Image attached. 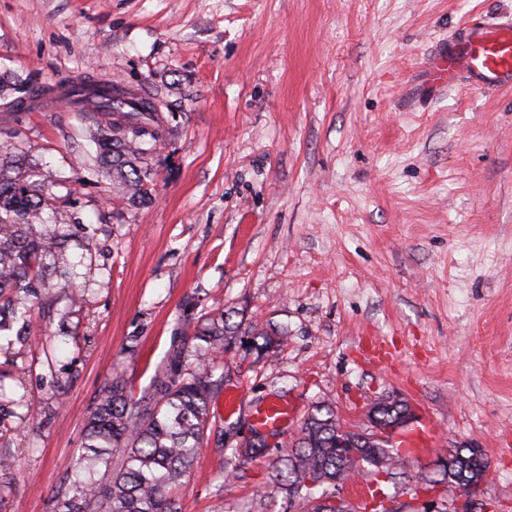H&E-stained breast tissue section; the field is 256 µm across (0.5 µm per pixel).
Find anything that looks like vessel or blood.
Here are the masks:
<instances>
[{
    "label": "vessel or blood",
    "instance_id": "obj_1",
    "mask_svg": "<svg viewBox=\"0 0 512 512\" xmlns=\"http://www.w3.org/2000/svg\"><path fill=\"white\" fill-rule=\"evenodd\" d=\"M425 90L434 92L460 83L476 88L512 86V18L488 22L473 20L457 29L448 45L422 63ZM288 406L270 400L255 411L256 421L274 426L287 421ZM435 429L425 426L405 434L400 446L410 456L429 453Z\"/></svg>",
    "mask_w": 512,
    "mask_h": 512
}]
</instances>
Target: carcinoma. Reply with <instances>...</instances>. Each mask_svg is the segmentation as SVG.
<instances>
[{"label":"carcinoma","mask_w":512,"mask_h":512,"mask_svg":"<svg viewBox=\"0 0 512 512\" xmlns=\"http://www.w3.org/2000/svg\"><path fill=\"white\" fill-rule=\"evenodd\" d=\"M75 111L97 128L95 155L83 167L112 178V186L132 201L152 195L151 159L166 137L160 112L168 108L156 90L73 85ZM17 145L0 144V337L26 346L36 318L53 316L44 297L65 295L77 304L81 288L78 267L87 259L89 242L65 224H50L44 184L34 170H17ZM75 240L84 251L77 262L65 254ZM241 323L225 311L189 317L183 342L172 347L147 392L135 397L118 379L97 400L83 427L81 448L57 491L55 512H180L167 489L193 466L205 444L212 401L223 387L224 355L238 339ZM268 348L288 336L274 325L260 333ZM372 406L384 437L360 441L345 429L330 404L316 405L305 418L284 461L273 463L266 497L282 498L296 512H321L317 496L341 494L345 480L360 476L375 485L373 498L389 496L378 478L380 469L400 470L405 456L392 445L410 412L404 398H378ZM451 469L438 467L430 481L463 488L490 465L471 448H451ZM317 483L313 489L309 482Z\"/></svg>","instance_id":"obj_1"}]
</instances>
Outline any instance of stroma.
<instances>
[{"label":"stroma","instance_id":"obj_1","mask_svg":"<svg viewBox=\"0 0 512 512\" xmlns=\"http://www.w3.org/2000/svg\"><path fill=\"white\" fill-rule=\"evenodd\" d=\"M505 14L512 0H0V77L109 78L169 104L155 190L135 203L76 168L93 144L69 104L0 119L54 198L45 219L80 220L92 253L82 303L0 351V384L26 399L4 406L0 512H54L113 377L141 395L184 319L223 310L248 328L224 359L244 404L213 417L172 490L182 512H257L312 406L362 427L387 395L437 448L483 449L478 496L512 512V89L414 95L436 45ZM272 323L287 341L252 350ZM271 398L292 419L229 476L219 433L249 436Z\"/></svg>","mask_w":512,"mask_h":512}]
</instances>
